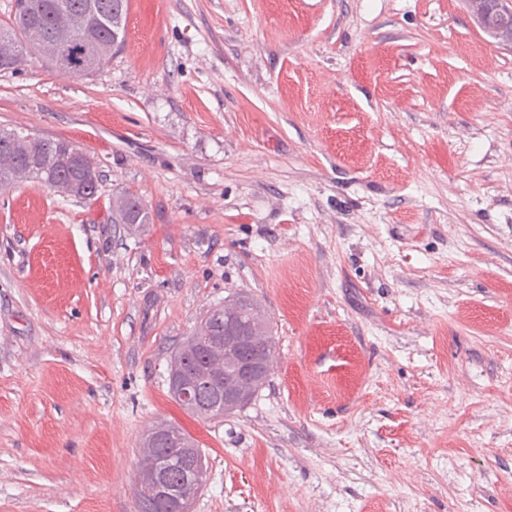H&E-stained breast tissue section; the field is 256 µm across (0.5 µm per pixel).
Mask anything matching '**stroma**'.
Returning <instances> with one entry per match:
<instances>
[{"label":"stroma","instance_id":"stroma-1","mask_svg":"<svg viewBox=\"0 0 512 512\" xmlns=\"http://www.w3.org/2000/svg\"><path fill=\"white\" fill-rule=\"evenodd\" d=\"M1 128L100 178L0 190V512H138L162 420L191 512H512V48L467 0H130L92 75L0 74ZM238 292L271 376L193 417L172 358ZM118 216L122 224H150L151 214L133 193H126L112 206V221ZM170 431L178 433L180 436H182L184 442L189 447L195 448L202 455L200 448H198L197 441L188 432H186L182 426L175 422H163L151 428L145 436L143 442L144 452L141 464L151 462L159 457L162 453H166L167 451H169L172 455L178 454L181 451V448H177L180 442V437L175 433H169L166 438V445L168 447L174 448H163L159 444L158 437L161 435H166Z\"/></svg>","mask_w":512,"mask_h":512}]
</instances>
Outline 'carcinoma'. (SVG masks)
<instances>
[{"mask_svg": "<svg viewBox=\"0 0 512 512\" xmlns=\"http://www.w3.org/2000/svg\"><path fill=\"white\" fill-rule=\"evenodd\" d=\"M46 8L38 17L27 19L25 15L11 12L9 19L0 23V73L13 72L27 54L36 55L57 69H62L55 57V49L71 41L87 42L86 65L66 68L79 76L89 75L101 69L112 57V50L126 41V20L129 0H97L102 12L87 11V0H41ZM7 141L0 145V188H7L23 180H33L66 197L77 174L60 169L56 156L60 138H37L16 130H1ZM112 214L122 224H149L151 214L140 199L126 193L113 202ZM224 318L242 325L252 352L262 363L261 370L251 378L236 376L240 358L238 341L228 347L216 346L206 358L197 356L190 342H185L174 357L170 375L193 370H222L233 377L239 392L252 401L268 383L276 341L271 334L270 323L257 301L239 295L224 303ZM182 436L191 448H198L197 441L175 422H163L151 428L144 438L142 462L148 463L161 454L175 455L178 448L161 447L158 437L168 432Z\"/></svg>", "mask_w": 512, "mask_h": 512, "instance_id": "1", "label": "carcinoma"}]
</instances>
